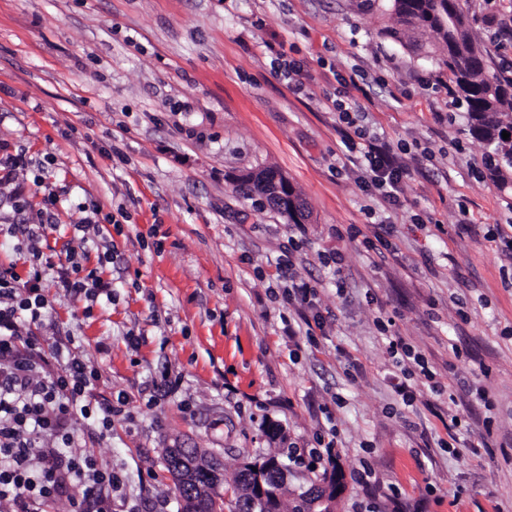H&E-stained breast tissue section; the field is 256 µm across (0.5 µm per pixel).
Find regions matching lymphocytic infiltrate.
I'll return each instance as SVG.
<instances>
[{
	"mask_svg": "<svg viewBox=\"0 0 512 512\" xmlns=\"http://www.w3.org/2000/svg\"><path fill=\"white\" fill-rule=\"evenodd\" d=\"M334 109L355 130L344 147L365 160L366 183L393 200L406 175L394 150L357 128L359 107ZM111 260L104 252L89 268L72 252L57 261L37 253L23 277L0 266V512H42L45 502L76 489L82 492L76 512H112L117 478L72 433L78 420L101 436L112 433L111 407L91 400L99 372L84 362L74 337L46 349L32 332L53 308L48 288L92 303L111 299L112 283L104 277Z\"/></svg>",
	"mask_w": 512,
	"mask_h": 512,
	"instance_id": "f902f5d3",
	"label": "lymphocytic infiltrate"
}]
</instances>
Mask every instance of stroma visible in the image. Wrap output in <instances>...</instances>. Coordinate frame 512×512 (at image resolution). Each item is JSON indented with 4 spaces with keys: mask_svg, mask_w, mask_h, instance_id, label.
Returning <instances> with one entry per match:
<instances>
[{
    "mask_svg": "<svg viewBox=\"0 0 512 512\" xmlns=\"http://www.w3.org/2000/svg\"><path fill=\"white\" fill-rule=\"evenodd\" d=\"M388 4L0 0V143L25 162L0 184V224L47 225L46 254L94 221L112 245L113 303L87 318L85 299H56L36 331L47 347L74 333L101 373L94 403L125 400L111 436L75 426L125 483L112 512H179L167 448L208 450L228 486L244 459L291 449L290 488L341 473L335 512H512V259L490 240L512 186L485 175L446 50L385 36ZM461 6L504 73L512 37L488 18L512 0ZM333 98L398 148L396 203L341 158ZM266 166L308 221L238 190ZM329 441L333 459L313 455Z\"/></svg>",
    "mask_w": 512,
    "mask_h": 512,
    "instance_id": "obj_1",
    "label": "stroma"
}]
</instances>
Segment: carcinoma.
<instances>
[{
	"mask_svg": "<svg viewBox=\"0 0 512 512\" xmlns=\"http://www.w3.org/2000/svg\"><path fill=\"white\" fill-rule=\"evenodd\" d=\"M394 26L387 30L393 39L412 45L421 38L428 46L443 45L448 51V91L465 103L470 131L490 147L487 171L491 180L503 185L512 176V78L505 79L489 70L483 52L471 35L468 15L457 0H390ZM193 463V482L174 486L176 495L189 502L197 500L199 512H262L256 478L251 470L240 468L235 485L222 489L221 464L197 448L164 449L167 471L172 473L182 458ZM261 477L270 496L273 512H322L313 506L314 492L321 487L292 490L278 456L261 463Z\"/></svg>",
	"mask_w": 512,
	"mask_h": 512,
	"instance_id": "obj_1",
	"label": "carcinoma"
}]
</instances>
